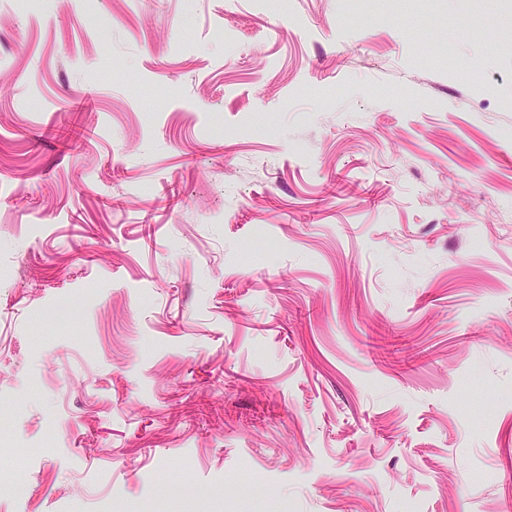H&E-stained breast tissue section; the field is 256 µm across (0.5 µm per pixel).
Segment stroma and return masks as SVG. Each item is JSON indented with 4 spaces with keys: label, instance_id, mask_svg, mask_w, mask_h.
Wrapping results in <instances>:
<instances>
[{
    "label": "stroma",
    "instance_id": "stroma-1",
    "mask_svg": "<svg viewBox=\"0 0 512 512\" xmlns=\"http://www.w3.org/2000/svg\"><path fill=\"white\" fill-rule=\"evenodd\" d=\"M512 0H0V512H512Z\"/></svg>",
    "mask_w": 512,
    "mask_h": 512
}]
</instances>
